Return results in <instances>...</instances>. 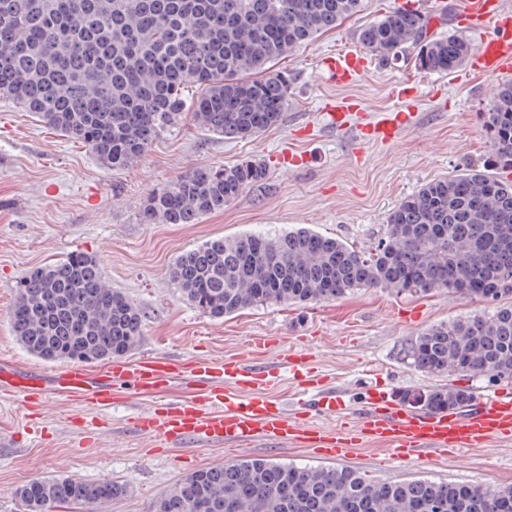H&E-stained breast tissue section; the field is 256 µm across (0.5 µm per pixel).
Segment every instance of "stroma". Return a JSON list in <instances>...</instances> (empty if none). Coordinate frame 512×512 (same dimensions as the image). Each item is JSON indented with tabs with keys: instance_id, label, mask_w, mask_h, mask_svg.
<instances>
[{
	"instance_id": "stroma-1",
	"label": "stroma",
	"mask_w": 512,
	"mask_h": 512,
	"mask_svg": "<svg viewBox=\"0 0 512 512\" xmlns=\"http://www.w3.org/2000/svg\"><path fill=\"white\" fill-rule=\"evenodd\" d=\"M427 0H365L361 12L335 31L293 49L278 67L292 94L282 120L249 139H227L201 130L191 113L161 134L146 154L126 169L102 168L82 144L63 137L14 103L0 99V362L51 375L61 362H46L19 344L12 327L17 287L28 272L74 251L102 262L112 287L132 298L144 314L143 334L131 359L160 354L181 361L202 356H238L253 336L274 339L277 349L297 351L308 341L328 384L358 404L375 384L406 390L436 386L476 394L493 390L486 379L465 374L429 376L411 358L425 329L482 310L479 302L441 293L395 294L358 290L315 305L268 306L214 319L184 301L166 272L182 253L205 241L298 225L348 244L376 245L386 218L424 183L486 165L490 146L483 117L501 76H476L460 83L454 74H430L400 63H375L351 92L363 99L368 119L392 107V86L413 76L418 116L392 146H359L351 136L328 130L322 102L340 94L322 59L355 45L356 32L403 6ZM302 152L304 166L284 168L283 147ZM261 161L264 180L248 187L224 211L197 224H143V197L199 166ZM380 368L365 373L367 364ZM135 409L117 403L82 412L78 403L50 397L42 413L0 389V512H21L14 492L37 477L112 481L126 487L107 512H150L153 501L190 473L233 460L209 448H159L128 432ZM348 466L375 481L417 477L478 487L512 484V441L466 452L462 458L428 456L401 463L375 446L359 449Z\"/></svg>"
}]
</instances>
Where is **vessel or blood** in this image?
<instances>
[{"mask_svg":"<svg viewBox=\"0 0 512 512\" xmlns=\"http://www.w3.org/2000/svg\"><path fill=\"white\" fill-rule=\"evenodd\" d=\"M462 27L482 32L483 37L469 60V74L496 75L512 70V8L504 0H466L459 14ZM326 70L341 84L366 74L368 56L341 47L323 59ZM402 105L380 118L354 123L363 112L355 97H339L322 108L327 127L350 133L359 143L393 144L417 117L418 89L408 78L395 86ZM248 357L221 360L200 358L183 363L163 356L135 361L113 360L105 370L91 373L74 365L44 378L40 373L0 364V387L25 402L45 405L49 394L82 403L94 410L114 402L118 390L138 401L134 429L167 447H228L243 451L261 439L277 445L310 446L330 458L347 459L369 443L384 447L388 456L413 462L428 452L458 457L493 442L512 440V392L500 389L475 397L465 406L419 411L405 403L398 387L371 389L362 410L350 408L344 394L327 388L312 355H292L270 361L271 340L252 339ZM301 380L312 406L287 409L269 394L282 371ZM199 386L166 408L143 406V398L155 395L174 381ZM315 410L333 420L323 429L307 418Z\"/></svg>","mask_w":512,"mask_h":512,"instance_id":"obj_1","label":"vessel or blood"}]
</instances>
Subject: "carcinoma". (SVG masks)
I'll return each instance as SVG.
<instances>
[{"label": "carcinoma", "mask_w": 512, "mask_h": 512, "mask_svg": "<svg viewBox=\"0 0 512 512\" xmlns=\"http://www.w3.org/2000/svg\"><path fill=\"white\" fill-rule=\"evenodd\" d=\"M364 0H0V98L122 170L191 111L215 135L247 139L279 123L291 94L273 69L288 52L337 29ZM386 64L449 74L473 51L430 17L392 12L357 31ZM197 86L190 100L184 89ZM490 163L433 179L389 213L384 237L361 251L308 227L217 237L168 268L179 296L214 319L245 309L332 301L360 289L448 292L487 302L417 336L415 367L512 382V80L485 113ZM266 176L243 160L199 166L144 198L142 224H197ZM141 308L84 252L45 264L17 288L13 328L48 362H105L133 350ZM434 410L463 406L465 390L403 393ZM120 484L37 477L15 490L23 512H91ZM512 512V485L475 487L425 478L380 483L350 467L235 459L197 470L161 494L153 512Z\"/></svg>", "instance_id": "carcinoma-1"}]
</instances>
